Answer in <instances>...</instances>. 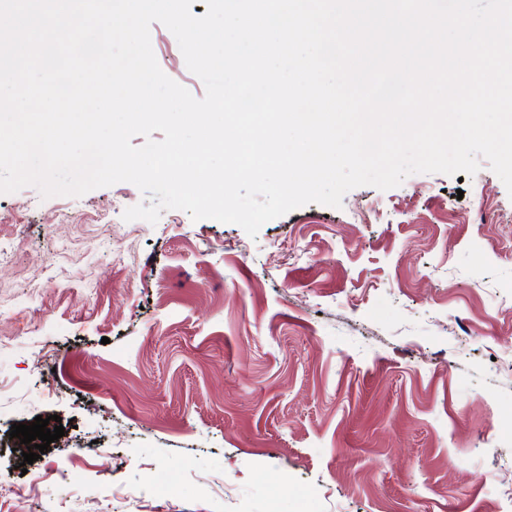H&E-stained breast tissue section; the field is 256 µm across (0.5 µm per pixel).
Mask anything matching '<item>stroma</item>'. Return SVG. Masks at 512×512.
<instances>
[{"label":"stroma","mask_w":512,"mask_h":512,"mask_svg":"<svg viewBox=\"0 0 512 512\" xmlns=\"http://www.w3.org/2000/svg\"><path fill=\"white\" fill-rule=\"evenodd\" d=\"M143 200L0 194V512H512V196L488 162L254 238L124 221ZM54 414L62 443L19 470L11 426Z\"/></svg>","instance_id":"stroma-1"}]
</instances>
